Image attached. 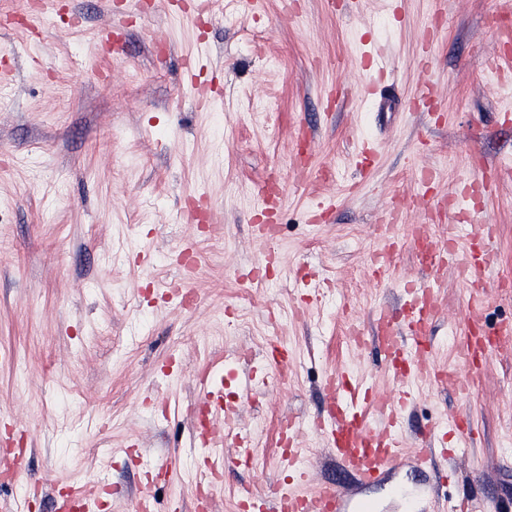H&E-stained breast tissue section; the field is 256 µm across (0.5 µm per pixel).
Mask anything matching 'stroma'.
Masks as SVG:
<instances>
[{
	"label": "stroma",
	"mask_w": 512,
	"mask_h": 512,
	"mask_svg": "<svg viewBox=\"0 0 512 512\" xmlns=\"http://www.w3.org/2000/svg\"><path fill=\"white\" fill-rule=\"evenodd\" d=\"M61 2L75 24L0 0L17 20L0 28V432L27 451L16 480L0 482V512H53L54 495L74 491L137 512L146 487L159 512H195L201 380L235 350L252 358L224 380L247 397L238 424L258 460L240 466L224 448L210 512H236L239 488L276 483L285 418L299 424L304 489L338 484L352 512H403L402 489L421 512H456L468 497L512 512V341L482 364L469 398L413 386L409 444L465 414L455 462L434 457L422 476L405 462L362 485L312 429L331 370L396 393L373 318L400 311L406 283L437 279L436 362L467 367V288L455 262L423 269L409 233L449 191L512 164V123L499 119L512 113V78L488 67L501 52L491 22L512 0H265L232 21L228 0H214L204 27L166 0L137 18L105 0ZM187 61L208 106L186 94ZM426 82L434 93L423 99ZM365 142L375 153L362 165ZM273 175L283 203L269 248L252 230L253 190ZM478 210L460 230L476 239L496 227L492 329L512 321V178ZM189 240L187 269L177 255ZM387 245L391 266L364 276ZM273 344L287 347V369L244 393ZM130 445L136 458L120 453ZM162 457L175 468L148 485Z\"/></svg>",
	"instance_id": "35a3bbf8"
}]
</instances>
